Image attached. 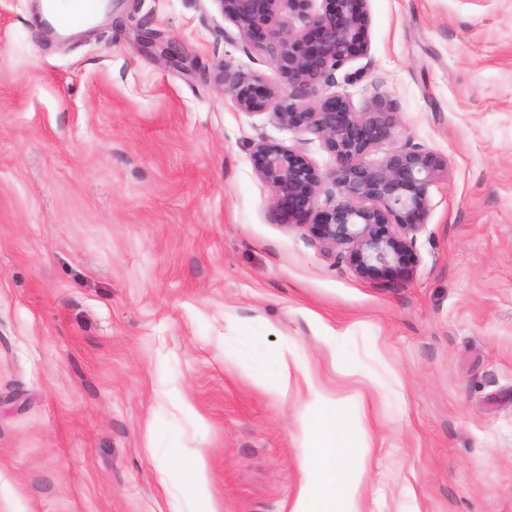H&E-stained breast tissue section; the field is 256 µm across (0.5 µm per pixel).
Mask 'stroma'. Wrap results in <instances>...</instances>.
<instances>
[{
  "label": "stroma",
  "mask_w": 512,
  "mask_h": 512,
  "mask_svg": "<svg viewBox=\"0 0 512 512\" xmlns=\"http://www.w3.org/2000/svg\"><path fill=\"white\" fill-rule=\"evenodd\" d=\"M367 8L327 94L385 95L396 143L448 161L407 277L269 222L252 143L333 158L225 97L224 67L274 73L215 0H125L63 40L0 0V512H197V455L218 512H292L306 391L227 359L284 343L370 432L367 512H512V0Z\"/></svg>",
  "instance_id": "35a3bbf8"
}]
</instances>
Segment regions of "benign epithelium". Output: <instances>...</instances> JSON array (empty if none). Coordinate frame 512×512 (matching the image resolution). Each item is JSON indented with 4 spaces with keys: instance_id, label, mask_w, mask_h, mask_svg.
<instances>
[{
    "instance_id": "7a95c632",
    "label": "benign epithelium",
    "mask_w": 512,
    "mask_h": 512,
    "mask_svg": "<svg viewBox=\"0 0 512 512\" xmlns=\"http://www.w3.org/2000/svg\"><path fill=\"white\" fill-rule=\"evenodd\" d=\"M237 36L264 55L278 80L224 70V95L247 114L312 134L333 157L322 171L302 150L260 140L250 159L270 191V221L303 230L328 257H345L358 276L413 271L427 226L431 186L448 160L394 141L399 113L376 94L357 112L341 96H321L335 72L368 54L367 0H214Z\"/></svg>"
}]
</instances>
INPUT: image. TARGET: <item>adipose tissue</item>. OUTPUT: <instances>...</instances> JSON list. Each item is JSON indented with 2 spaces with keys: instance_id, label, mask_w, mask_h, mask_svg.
<instances>
[{
  "instance_id": "1",
  "label": "adipose tissue",
  "mask_w": 512,
  "mask_h": 512,
  "mask_svg": "<svg viewBox=\"0 0 512 512\" xmlns=\"http://www.w3.org/2000/svg\"><path fill=\"white\" fill-rule=\"evenodd\" d=\"M295 367L301 371L312 414L299 420L305 437L303 482L293 512H308L307 501L312 497L325 512H366L363 476L373 441L362 423L345 422L335 398L318 385L290 348L277 352L272 370L256 368L252 375L267 392L284 397Z\"/></svg>"
}]
</instances>
